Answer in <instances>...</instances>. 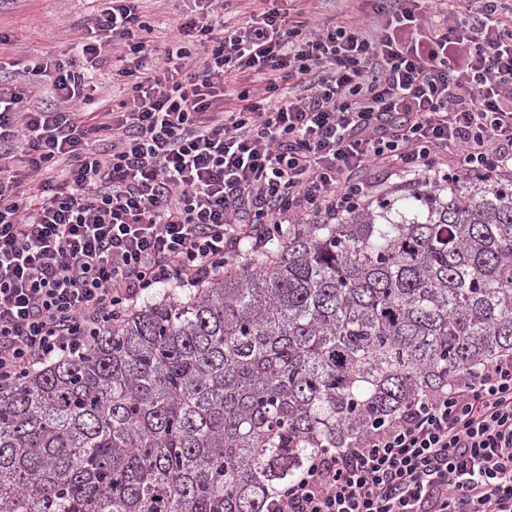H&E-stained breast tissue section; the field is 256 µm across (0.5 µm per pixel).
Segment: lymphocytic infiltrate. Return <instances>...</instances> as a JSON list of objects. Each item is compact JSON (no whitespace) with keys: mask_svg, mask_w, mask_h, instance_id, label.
Instances as JSON below:
<instances>
[{"mask_svg":"<svg viewBox=\"0 0 512 512\" xmlns=\"http://www.w3.org/2000/svg\"><path fill=\"white\" fill-rule=\"evenodd\" d=\"M193 2L161 46L141 0H96L74 58L0 80V389L83 355L159 286L339 223L368 167L512 172V0H377L332 27L279 0L242 22L234 0ZM274 512H512V354L317 454Z\"/></svg>","mask_w":512,"mask_h":512,"instance_id":"f902f5d3","label":"lymphocytic infiltrate"}]
</instances>
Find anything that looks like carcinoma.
Returning <instances> with one entry per match:
<instances>
[{
  "label": "carcinoma",
  "mask_w": 512,
  "mask_h": 512,
  "mask_svg": "<svg viewBox=\"0 0 512 512\" xmlns=\"http://www.w3.org/2000/svg\"><path fill=\"white\" fill-rule=\"evenodd\" d=\"M512 352V174L290 224L0 391V512H273L320 451Z\"/></svg>",
  "instance_id": "obj_1"
}]
</instances>
